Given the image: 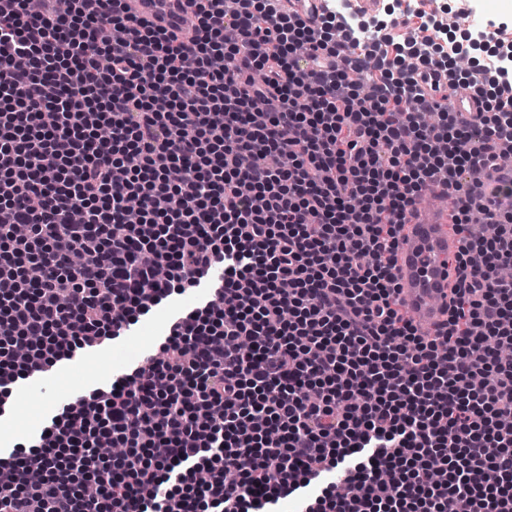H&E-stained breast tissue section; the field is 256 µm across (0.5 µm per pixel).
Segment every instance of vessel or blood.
Segmentation results:
<instances>
[{
	"label": "vessel or blood",
	"instance_id": "obj_1",
	"mask_svg": "<svg viewBox=\"0 0 512 512\" xmlns=\"http://www.w3.org/2000/svg\"><path fill=\"white\" fill-rule=\"evenodd\" d=\"M133 14L147 20L163 16L171 32H183L194 22L193 0H130ZM441 208H413L399 233L395 274L399 298L419 333L431 336L448 317V288L453 278L456 236Z\"/></svg>",
	"mask_w": 512,
	"mask_h": 512
}]
</instances>
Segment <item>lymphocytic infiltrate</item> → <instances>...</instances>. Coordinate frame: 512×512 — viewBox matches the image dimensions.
Here are the masks:
<instances>
[{"instance_id": "lymphocytic-infiltrate-1", "label": "lymphocytic infiltrate", "mask_w": 512, "mask_h": 512, "mask_svg": "<svg viewBox=\"0 0 512 512\" xmlns=\"http://www.w3.org/2000/svg\"><path fill=\"white\" fill-rule=\"evenodd\" d=\"M126 2L0 0V406L224 276L149 366L0 461V512H512V182H480L512 156V55L449 67L444 23L403 0L421 40L360 85L349 0L315 29L282 0H195L187 45ZM434 183L461 237L423 336L394 255Z\"/></svg>"}]
</instances>
